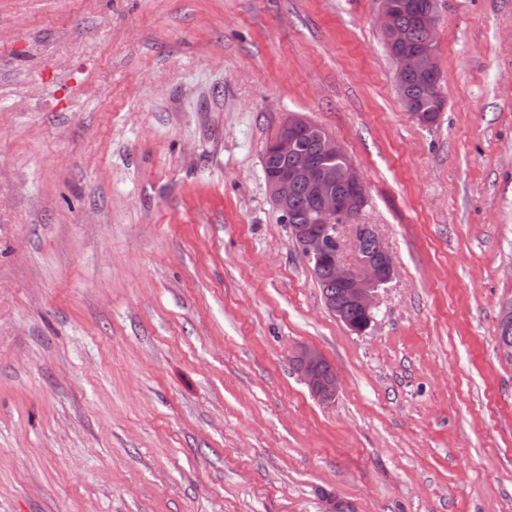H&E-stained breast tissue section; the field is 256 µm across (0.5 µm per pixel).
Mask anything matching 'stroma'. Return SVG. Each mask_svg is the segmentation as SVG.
Masks as SVG:
<instances>
[{"instance_id": "stroma-1", "label": "stroma", "mask_w": 512, "mask_h": 512, "mask_svg": "<svg viewBox=\"0 0 512 512\" xmlns=\"http://www.w3.org/2000/svg\"><path fill=\"white\" fill-rule=\"evenodd\" d=\"M439 10L423 125L380 0H0V512H512V0ZM294 112L393 257L361 335L267 192ZM297 360L299 376L313 396L322 403H328L334 399L337 391L336 375L325 376L317 369V366L324 360L322 354L317 349L304 347L297 356ZM319 368L323 373H333L326 360L320 364Z\"/></svg>"}]
</instances>
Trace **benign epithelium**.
<instances>
[{
    "label": "benign epithelium",
    "mask_w": 512,
    "mask_h": 512,
    "mask_svg": "<svg viewBox=\"0 0 512 512\" xmlns=\"http://www.w3.org/2000/svg\"><path fill=\"white\" fill-rule=\"evenodd\" d=\"M404 0H382L381 29L388 47H395L396 86L406 109L421 124L425 113L414 110V94L421 91L435 100L444 98L437 75V49L440 15L438 0L418 14L426 31L424 43L417 49H404L406 32L399 21L405 9ZM305 137L316 139L319 151L315 154L302 146ZM342 157L340 166L334 161ZM266 187L276 208L283 214L292 212L295 197L303 191L313 208L306 223L289 226L292 238L300 245L303 255L313 264L312 271L327 265L329 280L343 287V300L360 311L366 321L352 323L344 320L349 330L363 333L370 325L378 288L390 281L395 267L391 253L369 224L351 226L343 237L339 218L360 216L367 200L362 173L344 157L342 146L319 125L306 117L292 113L278 127L265 157ZM500 331L512 333V297L500 303ZM300 378L318 400L328 403L336 396L337 377L321 374L317 366L322 354L311 347L303 348L297 356Z\"/></svg>",
    "instance_id": "7a95c632"
}]
</instances>
